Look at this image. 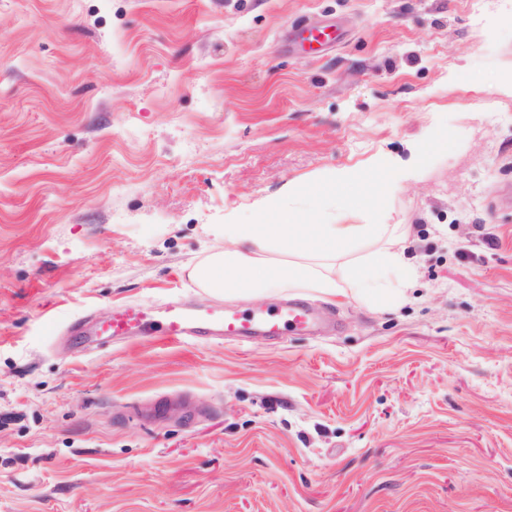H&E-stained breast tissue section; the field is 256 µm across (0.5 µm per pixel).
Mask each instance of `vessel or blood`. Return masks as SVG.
Masks as SVG:
<instances>
[{
  "mask_svg": "<svg viewBox=\"0 0 512 512\" xmlns=\"http://www.w3.org/2000/svg\"><path fill=\"white\" fill-rule=\"evenodd\" d=\"M318 320V315L300 302L247 314L230 308H193L180 302L168 303L156 312L127 304L108 321L93 326L74 323L72 333L95 346L132 334L170 340L233 338L245 342L258 337L274 338L289 328L305 330Z\"/></svg>",
  "mask_w": 512,
  "mask_h": 512,
  "instance_id": "b4317fda",
  "label": "vessel or blood"
}]
</instances>
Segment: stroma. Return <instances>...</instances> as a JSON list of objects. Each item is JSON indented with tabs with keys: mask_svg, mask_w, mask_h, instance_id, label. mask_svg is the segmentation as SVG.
<instances>
[{
	"mask_svg": "<svg viewBox=\"0 0 512 512\" xmlns=\"http://www.w3.org/2000/svg\"><path fill=\"white\" fill-rule=\"evenodd\" d=\"M511 85L496 0H0V512H512ZM388 164L382 212L329 185ZM271 200L405 225L406 300L204 295L214 225ZM295 299L335 329L55 336Z\"/></svg>",
	"mask_w": 512,
	"mask_h": 512,
	"instance_id": "stroma-1",
	"label": "stroma"
}]
</instances>
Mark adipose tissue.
<instances>
[{"label":"adipose tissue","instance_id":"obj_1","mask_svg":"<svg viewBox=\"0 0 512 512\" xmlns=\"http://www.w3.org/2000/svg\"><path fill=\"white\" fill-rule=\"evenodd\" d=\"M270 222L225 224L223 249L189 270L205 293L255 298L287 288L342 297L374 311L404 294L414 274L395 224H328L272 203Z\"/></svg>","mask_w":512,"mask_h":512}]
</instances>
